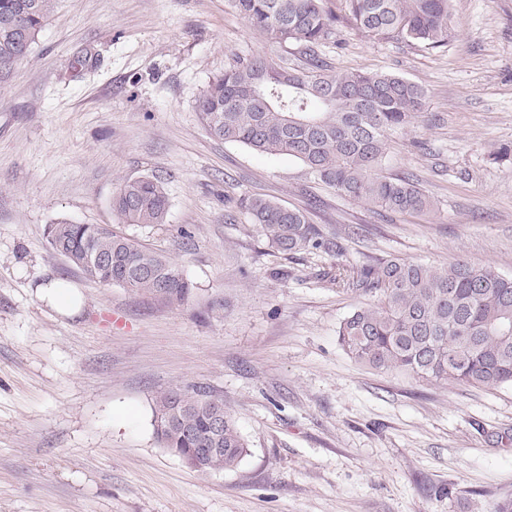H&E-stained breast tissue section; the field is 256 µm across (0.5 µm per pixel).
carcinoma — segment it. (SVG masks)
<instances>
[{"label":"carcinoma","instance_id":"1","mask_svg":"<svg viewBox=\"0 0 512 512\" xmlns=\"http://www.w3.org/2000/svg\"><path fill=\"white\" fill-rule=\"evenodd\" d=\"M249 29L278 44H299L311 67L297 70L266 55L237 61L215 78L197 110L214 138L259 154L301 161L319 181L372 210L425 214L434 202L413 178L386 176L380 165L388 132L421 110L423 88L390 73H336L317 48L336 43V16L323 0H231ZM449 0H346L364 32L406 40L428 49L448 44ZM54 0H0V72L28 55L49 18ZM270 247L283 253H335L341 245L307 214L262 196L239 200ZM112 212L124 224L168 223L169 197L156 176L127 178L112 196ZM46 239L89 279L146 293L168 305L183 303L193 285L166 254L117 233L111 224L58 219ZM112 257V269L93 254ZM337 287L370 300L339 324L344 350L382 372H404L422 381L512 385V277L463 261L433 267L400 258L336 269ZM224 415L219 437L211 419ZM155 434L174 455L219 448L201 474L235 467L247 444L233 417L195 385H175L154 397Z\"/></svg>","mask_w":512,"mask_h":512}]
</instances>
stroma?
<instances>
[{"label":"stroma","instance_id":"stroma-1","mask_svg":"<svg viewBox=\"0 0 512 512\" xmlns=\"http://www.w3.org/2000/svg\"><path fill=\"white\" fill-rule=\"evenodd\" d=\"M324 5L329 65L425 89L381 168L413 175L430 214L373 213L298 160L206 132L197 101L234 61L307 65L229 0H56L0 79V512H495L512 498V386L356 362L336 330L364 298L330 280L394 257L512 276V0H449L437 51ZM141 175L164 181L167 224H117L112 195ZM244 195L306 210L342 254L275 251ZM62 217L167 254L191 294L167 305L87 279L47 243ZM55 281L76 307L44 299ZM175 384L223 399L248 445L237 467L202 475L158 442L154 397Z\"/></svg>","mask_w":512,"mask_h":512}]
</instances>
